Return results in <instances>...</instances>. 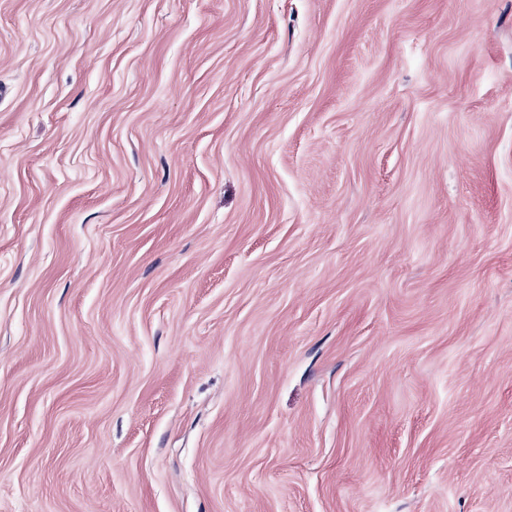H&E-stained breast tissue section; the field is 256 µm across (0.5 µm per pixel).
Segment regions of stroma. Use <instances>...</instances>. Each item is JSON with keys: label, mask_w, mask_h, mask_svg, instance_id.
Segmentation results:
<instances>
[{"label": "stroma", "mask_w": 512, "mask_h": 512, "mask_svg": "<svg viewBox=\"0 0 512 512\" xmlns=\"http://www.w3.org/2000/svg\"><path fill=\"white\" fill-rule=\"evenodd\" d=\"M0 512H512V0H0Z\"/></svg>", "instance_id": "obj_1"}]
</instances>
